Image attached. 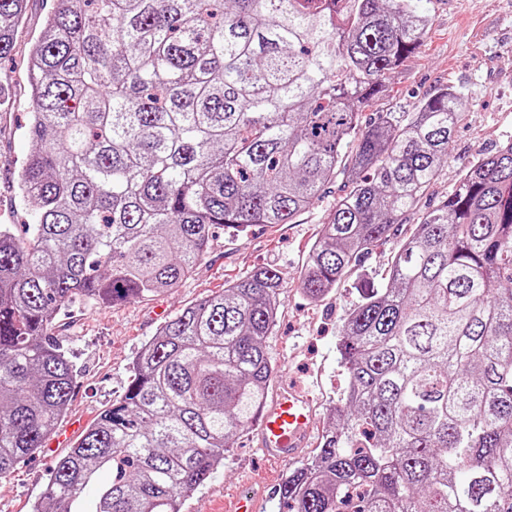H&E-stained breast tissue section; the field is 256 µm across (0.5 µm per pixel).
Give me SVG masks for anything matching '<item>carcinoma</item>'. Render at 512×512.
<instances>
[{"instance_id": "carcinoma-1", "label": "carcinoma", "mask_w": 512, "mask_h": 512, "mask_svg": "<svg viewBox=\"0 0 512 512\" xmlns=\"http://www.w3.org/2000/svg\"><path fill=\"white\" fill-rule=\"evenodd\" d=\"M27 4L0 0V59ZM429 26L422 0H56L29 56L34 221L0 224V479L71 402L52 330L72 303L171 291L214 229L294 224L343 175L299 283L320 301L418 208L462 95L363 118ZM385 280L339 329L346 388L279 484L284 512H512V136L421 214ZM282 294L261 267L165 322L32 512H181L267 403Z\"/></svg>"}]
</instances>
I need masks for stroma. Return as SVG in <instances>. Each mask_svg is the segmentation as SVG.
<instances>
[{
    "instance_id": "35a3bbf8",
    "label": "stroma",
    "mask_w": 512,
    "mask_h": 512,
    "mask_svg": "<svg viewBox=\"0 0 512 512\" xmlns=\"http://www.w3.org/2000/svg\"><path fill=\"white\" fill-rule=\"evenodd\" d=\"M54 0H29L16 50L0 60V93L9 101L0 114V224L30 223L16 194L17 175L36 143L27 133L31 94L28 58ZM431 28L424 44L388 79L389 93L377 108L383 112L413 111L420 99L444 86L460 89L466 106L449 145L448 162L426 192L420 208L428 210L454 188L461 174L478 158L512 135V0H426ZM343 185L334 184L315 207L293 224H256L237 236L216 231L209 253L195 275L171 292L107 309L77 302L59 317L58 336L75 371L69 408L55 435L73 422L89 424L121 398L141 348L171 316L222 291L226 282L253 269L276 268L284 282L277 323L267 345L275 372L271 389L293 385L309 394L317 429L338 404L345 378L336 351L338 331L362 289L382 283L399 242L419 216H405L392 235L361 260L348 287L312 303L298 281L309 250ZM66 444L39 449L21 459L0 479V512H30L56 457ZM288 468H273L261 458L253 431L243 432L224 459V466L186 499L182 512H221L225 494L258 493V512H280L277 497L262 495L274 477Z\"/></svg>"
}]
</instances>
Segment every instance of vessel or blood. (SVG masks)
<instances>
[{"label": "vessel or blood", "mask_w": 512, "mask_h": 512, "mask_svg": "<svg viewBox=\"0 0 512 512\" xmlns=\"http://www.w3.org/2000/svg\"><path fill=\"white\" fill-rule=\"evenodd\" d=\"M314 429L310 400L292 387L277 390L257 425L258 447L270 462L297 460Z\"/></svg>", "instance_id": "obj_1"}]
</instances>
